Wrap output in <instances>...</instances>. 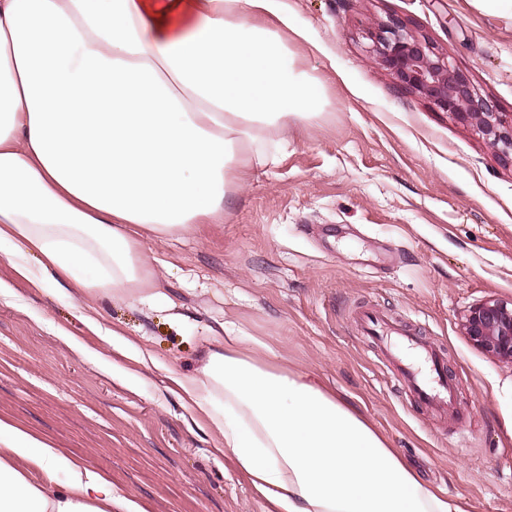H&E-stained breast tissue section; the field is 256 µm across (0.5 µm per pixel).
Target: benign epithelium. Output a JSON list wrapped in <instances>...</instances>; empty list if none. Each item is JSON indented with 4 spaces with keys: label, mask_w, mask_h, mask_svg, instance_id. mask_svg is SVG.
Here are the masks:
<instances>
[{
    "label": "benign epithelium",
    "mask_w": 512,
    "mask_h": 512,
    "mask_svg": "<svg viewBox=\"0 0 512 512\" xmlns=\"http://www.w3.org/2000/svg\"><path fill=\"white\" fill-rule=\"evenodd\" d=\"M378 44L379 64L400 83L427 95L442 110L476 121L492 148L512 155V120L475 98L445 59L430 57L426 47L398 23L382 32ZM462 328L478 349L512 365V305L497 299L475 304L464 315Z\"/></svg>",
    "instance_id": "benign-epithelium-1"
}]
</instances>
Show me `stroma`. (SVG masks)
Listing matches in <instances>:
<instances>
[{"label":"stroma","mask_w":512,"mask_h":512,"mask_svg":"<svg viewBox=\"0 0 512 512\" xmlns=\"http://www.w3.org/2000/svg\"><path fill=\"white\" fill-rule=\"evenodd\" d=\"M298 68L328 104L299 132L267 130L275 162L231 189L195 234L151 239L161 297L71 296L36 286L0 254V418L107 473L145 512H266L265 501L166 389L194 373L230 327L267 358L311 374L362 414L429 488L468 512H512V367L472 345L469 306L512 301V159L475 123L377 65L391 22L447 58L481 98L512 115V21L469 0H287ZM375 304L448 356L447 417L410 406L351 309ZM96 311L97 327L79 318ZM148 349L151 370L116 355L110 332Z\"/></svg>","instance_id":"1"}]
</instances>
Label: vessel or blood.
<instances>
[{
	"label": "vessel or blood",
	"instance_id": "b4317fda",
	"mask_svg": "<svg viewBox=\"0 0 512 512\" xmlns=\"http://www.w3.org/2000/svg\"><path fill=\"white\" fill-rule=\"evenodd\" d=\"M350 318L373 340L393 380L411 402L437 412L452 407L455 386L448 377V361L440 348L379 307H357Z\"/></svg>",
	"mask_w": 512,
	"mask_h": 512
}]
</instances>
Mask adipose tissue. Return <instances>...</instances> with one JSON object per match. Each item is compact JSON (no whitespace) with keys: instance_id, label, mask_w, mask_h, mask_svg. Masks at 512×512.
Masks as SVG:
<instances>
[{"instance_id":"ef3b65f1","label":"adipose tissue","mask_w":512,"mask_h":512,"mask_svg":"<svg viewBox=\"0 0 512 512\" xmlns=\"http://www.w3.org/2000/svg\"><path fill=\"white\" fill-rule=\"evenodd\" d=\"M292 25L278 0H0V252L25 277L38 254L91 297L143 292L144 237L192 235L264 162L267 129L322 112ZM237 343L169 390L272 512H464L334 391ZM0 512L145 510L0 419Z\"/></svg>"}]
</instances>
